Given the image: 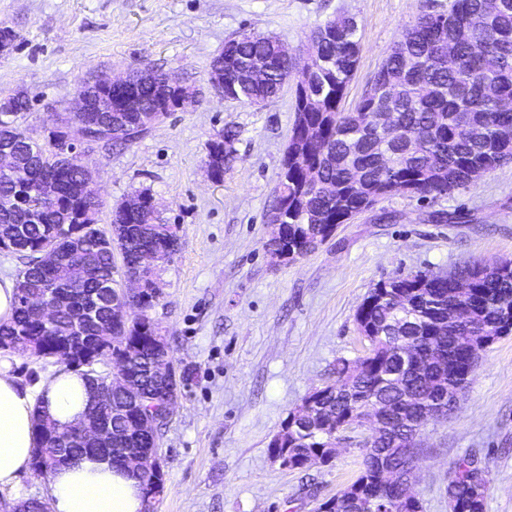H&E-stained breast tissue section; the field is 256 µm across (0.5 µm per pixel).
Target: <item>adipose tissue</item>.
I'll list each match as a JSON object with an SVG mask.
<instances>
[{
    "instance_id": "1",
    "label": "adipose tissue",
    "mask_w": 512,
    "mask_h": 512,
    "mask_svg": "<svg viewBox=\"0 0 512 512\" xmlns=\"http://www.w3.org/2000/svg\"><path fill=\"white\" fill-rule=\"evenodd\" d=\"M91 400L84 372L60 368L52 377L20 386L11 363L0 360V489H17L28 471L45 417L64 428L81 421ZM50 512H144L142 482L133 471L84 455L50 470Z\"/></svg>"
}]
</instances>
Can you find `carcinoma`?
<instances>
[{"label":"carcinoma","mask_w":512,"mask_h":512,"mask_svg":"<svg viewBox=\"0 0 512 512\" xmlns=\"http://www.w3.org/2000/svg\"><path fill=\"white\" fill-rule=\"evenodd\" d=\"M470 23L468 40L456 43L458 65L448 68L437 59L439 50L454 40L455 26ZM357 31L345 18L326 32L305 54L314 70L304 91L295 97L296 118L288 140V167L281 168L275 187V209L287 224L292 260L307 254L306 237L315 222L339 224L354 210L370 207L378 192L391 196L410 188L413 194L448 195L470 185L477 176L512 161V110L501 111L488 94L512 100V0L486 12L485 0H453L448 13H426L410 24L395 43L356 111L340 110V103L358 63ZM224 78L236 100L259 105L277 96L281 80L294 67L279 55L276 38L250 31L224 44ZM255 61L266 65L267 78L248 79ZM144 109L173 112L179 98L160 94L154 83L134 77ZM99 96L112 101L107 113L111 126L105 139L112 146L127 145L145 135L150 126L141 113L117 108L119 93L100 87ZM385 108L392 125L406 137L392 139L378 129L374 106ZM30 111L28 96L17 91L0 98V153L10 156V176L0 171V195L34 185L52 166V143L33 140L22 127ZM235 133L226 130L209 144L208 161L221 174L234 160ZM60 196L54 202L30 198L27 206L0 210V225L16 230L7 248L25 259L18 274L17 307L13 321L0 324V349L26 351L19 336L39 337L47 356L65 360L72 320L95 309L98 318L112 323V464L126 466V458L143 448L158 446L157 421L147 429L130 425L126 408L133 405L143 420L146 412L166 404L178 388L163 389L152 366L158 354L148 337L155 327L148 317L159 295L149 288L136 302L139 314H127L122 284L115 278L114 252L128 274L142 251L173 261L176 232L154 219L147 208L151 196L132 199L145 208L142 215L115 211L112 233L98 227L100 201L78 197L82 184L81 159L73 157L54 172ZM47 246L62 250L63 260L45 268L38 254ZM52 280L66 288L67 303L56 325L43 329L25 307L29 295H40ZM464 306L463 320L448 310ZM359 331L370 343V355L354 363L336 364V382L317 389L312 399L316 418L274 442L288 452L292 467L300 469L312 456H325L337 430L352 425L372 431L364 444V471L331 501L329 512H391L388 499L405 488L381 490L382 473L407 465L403 449L423 452L415 441L418 428L431 414L446 415L463 396L476 372L480 354L503 336L512 334V261L461 270L452 281L417 273L399 281L381 282L363 299L356 312ZM135 379L139 389L130 396L118 375ZM69 431L39 438L34 464L49 470L91 451L83 443H61ZM489 473L474 455L459 458L451 468L446 494L451 512H484Z\"/></svg>","instance_id":"cac0c4a2"}]
</instances>
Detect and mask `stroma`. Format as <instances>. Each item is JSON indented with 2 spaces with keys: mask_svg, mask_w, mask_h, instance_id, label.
<instances>
[{
  "mask_svg": "<svg viewBox=\"0 0 512 512\" xmlns=\"http://www.w3.org/2000/svg\"><path fill=\"white\" fill-rule=\"evenodd\" d=\"M451 0H0V23L17 34L0 57V94L24 91L23 126L43 140L56 114L76 103L94 75L118 77L146 63L195 90L126 146H95L83 156L103 202L113 208L148 192L180 250L158 273L160 296L148 315L184 379L160 430L165 489L156 512H317L357 479L361 443L351 428L329 463L301 469L275 462L270 440L315 389L336 380L338 361L369 351L355 320L380 281L419 272L512 260V162L449 195L399 193L348 223L315 252L275 261L265 216L295 121L294 84L249 105L210 85V64L226 41L255 30L295 51L315 27L354 18L360 51L341 102L354 111L401 39L425 13ZM236 133L223 180L206 169L208 145ZM411 490L421 512H450L454 462L474 454L489 469L485 512H512V336L483 352L457 408L428 420Z\"/></svg>",
  "mask_w": 512,
  "mask_h": 512,
  "instance_id": "1",
  "label": "stroma"
}]
</instances>
